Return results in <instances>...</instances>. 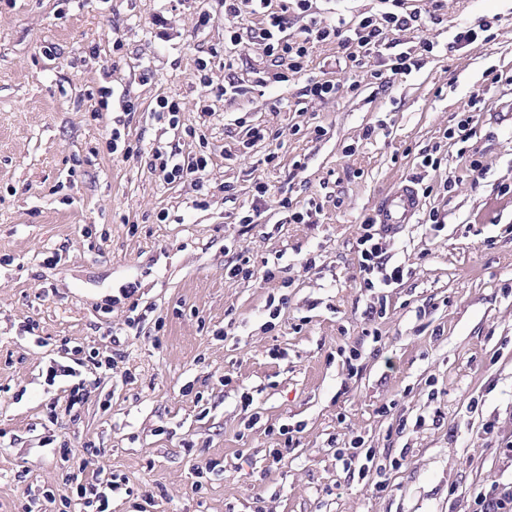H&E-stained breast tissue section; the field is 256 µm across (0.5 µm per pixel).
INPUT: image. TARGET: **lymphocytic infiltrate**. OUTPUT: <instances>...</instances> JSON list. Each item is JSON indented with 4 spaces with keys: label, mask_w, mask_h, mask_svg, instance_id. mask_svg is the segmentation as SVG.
I'll list each match as a JSON object with an SVG mask.
<instances>
[{
    "label": "lymphocytic infiltrate",
    "mask_w": 512,
    "mask_h": 512,
    "mask_svg": "<svg viewBox=\"0 0 512 512\" xmlns=\"http://www.w3.org/2000/svg\"><path fill=\"white\" fill-rule=\"evenodd\" d=\"M252 10L266 16L263 27L242 32L238 20L242 14L241 0H223L226 45L237 49L243 43L259 46L269 58L272 68L259 76L258 85L285 83L290 77L304 75L312 49L318 43H337L346 61L358 68H367V58L379 56L382 68H367L371 80H381L384 73L408 75L420 69L424 58L435 55L438 45L426 37L424 30L429 20L435 19L440 10V0H429L428 6L409 7L407 0H383L377 13L354 21L314 20L310 14L312 0H282L279 10H270V0H250ZM304 18L305 23L297 34H287L289 15ZM415 32L419 39L415 45L401 47V35ZM147 166L162 174L168 182L191 181L199 195H207L209 169L212 157L208 154L182 155L179 150L157 144L147 152ZM389 237L383 233L372 217H365L355 240V250L364 287L388 288L401 282L405 268L391 263L388 256ZM102 451L92 445L82 450L62 448L60 457L69 467L62 478L65 492L55 495L45 490L44 499L61 501L69 512H112V496L117 491L133 495L125 476L115 473L103 476L97 463Z\"/></svg>",
    "instance_id": "lymphocytic-infiltrate-1"
}]
</instances>
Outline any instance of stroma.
<instances>
[{"label":"stroma","mask_w":512,"mask_h":512,"mask_svg":"<svg viewBox=\"0 0 512 512\" xmlns=\"http://www.w3.org/2000/svg\"><path fill=\"white\" fill-rule=\"evenodd\" d=\"M442 4L426 31L437 56L380 87L365 84L363 69L339 67L337 44H316L309 73L337 92L314 104L302 102L301 79L257 86L268 61L254 46L230 70L214 57L211 86L199 83L201 50L224 47L221 0H0V432L12 442L0 447V512H20L26 495L58 484L59 453L41 445L45 433L103 449L101 466L149 495L146 512H474L479 489L512 482L502 449L512 440V122L498 115L512 85L490 89L483 77L492 65L512 71V0ZM203 12L211 23L201 32ZM494 17L495 41L451 48L457 22ZM228 77L240 95L222 96ZM103 86L137 106L131 143L211 153L205 206H195L190 183H166L144 159L108 150L121 110L114 101L100 110ZM479 89L486 105L471 139L443 142ZM165 95L184 104L179 129L152 119ZM201 101L212 115H200ZM247 122L272 140L243 149ZM437 142L444 162L423 169L420 151ZM271 151L278 158L268 165ZM451 175L458 182L444 190ZM405 177L430 186L420 213L437 211L445 227L434 237L406 225L389 249L408 270L403 281L363 288L358 226ZM258 182L269 187L266 209L258 223L237 224ZM311 201L315 223H290V209ZM50 252L60 255L52 266L43 262ZM310 252L318 260L307 269ZM234 254L258 264L283 255L290 287L226 280ZM129 281L163 327L149 320L125 336L124 368L81 367L89 387L78 420L51 418L72 383L47 380L61 345L102 346L126 317L128 301L112 297ZM281 294L288 303L266 331V301ZM380 302L385 317L369 319ZM32 321L44 346L24 331ZM224 327L231 339H216ZM353 348L361 371L350 378L344 354ZM190 380L197 393L183 395ZM245 392L262 416L249 431ZM386 404L391 412L381 413ZM489 422L499 429L493 440L483 433ZM295 423L303 431L271 464L278 427ZM356 434L378 456L405 454L386 472L387 491H377L376 472L359 479L337 462L330 438ZM212 458L223 460V475L193 494L198 467Z\"/></svg>","instance_id":"35a3bbf8"}]
</instances>
